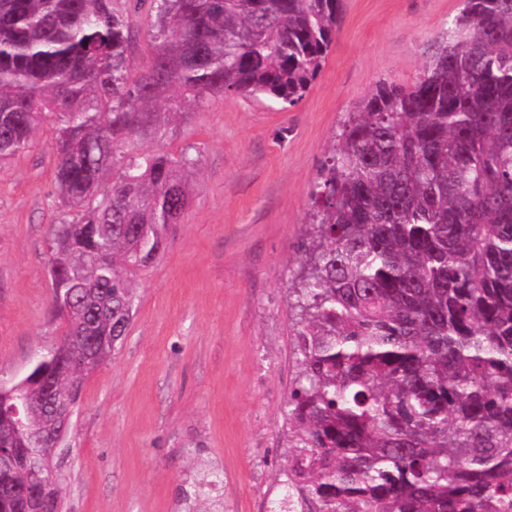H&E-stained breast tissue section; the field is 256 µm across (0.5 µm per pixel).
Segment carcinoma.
<instances>
[{
    "instance_id": "carcinoma-1",
    "label": "carcinoma",
    "mask_w": 512,
    "mask_h": 512,
    "mask_svg": "<svg viewBox=\"0 0 512 512\" xmlns=\"http://www.w3.org/2000/svg\"><path fill=\"white\" fill-rule=\"evenodd\" d=\"M0 0V161L57 124L56 180L74 212L49 231L43 371L79 400L191 198L198 159L162 137L219 96L305 97L343 0ZM154 17L133 72L129 14ZM155 141L150 150L145 141ZM292 284L291 452L269 512H512V0H462L418 83L380 82L344 115L314 183ZM0 416V499L58 512L41 469L56 428L35 379ZM54 496L37 499L46 483ZM188 512H223L205 489Z\"/></svg>"
}]
</instances>
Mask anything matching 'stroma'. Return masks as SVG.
Listing matches in <instances>:
<instances>
[{
    "instance_id": "stroma-1",
    "label": "stroma",
    "mask_w": 512,
    "mask_h": 512,
    "mask_svg": "<svg viewBox=\"0 0 512 512\" xmlns=\"http://www.w3.org/2000/svg\"><path fill=\"white\" fill-rule=\"evenodd\" d=\"M461 0H344L305 97L224 96L168 128L199 158L181 223L137 271V310L84 384L56 464L62 512H181L194 463L221 468L224 512H269L289 448L295 377L290 292L311 190L344 113L387 80L415 83ZM55 125L0 164V381L21 379L61 334L47 243L67 220Z\"/></svg>"
}]
</instances>
